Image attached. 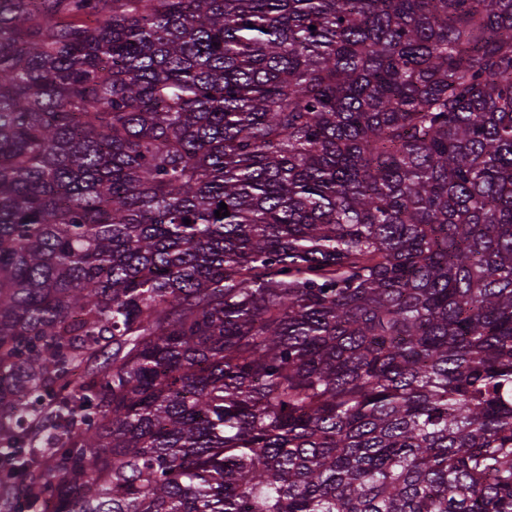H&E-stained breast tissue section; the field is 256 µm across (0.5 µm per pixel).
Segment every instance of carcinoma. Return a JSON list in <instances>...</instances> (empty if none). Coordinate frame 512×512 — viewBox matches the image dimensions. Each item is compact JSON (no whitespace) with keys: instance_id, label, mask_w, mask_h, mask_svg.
<instances>
[{"instance_id":"obj_1","label":"carcinoma","mask_w":512,"mask_h":512,"mask_svg":"<svg viewBox=\"0 0 512 512\" xmlns=\"http://www.w3.org/2000/svg\"><path fill=\"white\" fill-rule=\"evenodd\" d=\"M0 512H512V0H0Z\"/></svg>"}]
</instances>
